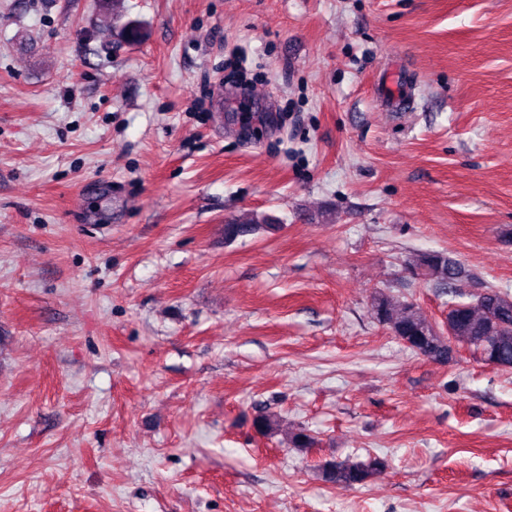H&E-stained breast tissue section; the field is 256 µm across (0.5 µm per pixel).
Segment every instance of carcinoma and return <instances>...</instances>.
Returning a JSON list of instances; mask_svg holds the SVG:
<instances>
[{
  "mask_svg": "<svg viewBox=\"0 0 512 512\" xmlns=\"http://www.w3.org/2000/svg\"><path fill=\"white\" fill-rule=\"evenodd\" d=\"M259 229L258 221L232 218L225 221L224 239L233 241ZM405 270L422 276L443 288H456L462 280L459 262L443 251L415 253L404 261ZM374 319L402 341L414 354L439 364H446L455 349L466 347L479 353L485 364L512 371V295L488 287L470 303L448 305L447 332L433 327L427 316L414 303L399 301L378 292L372 298ZM258 432L268 435L280 431L281 419L262 413L255 419ZM384 462L379 458L354 461L350 458L331 460L319 469L322 480L349 487L362 486L380 474Z\"/></svg>",
  "mask_w": 512,
  "mask_h": 512,
  "instance_id": "obj_1",
  "label": "carcinoma"
}]
</instances>
